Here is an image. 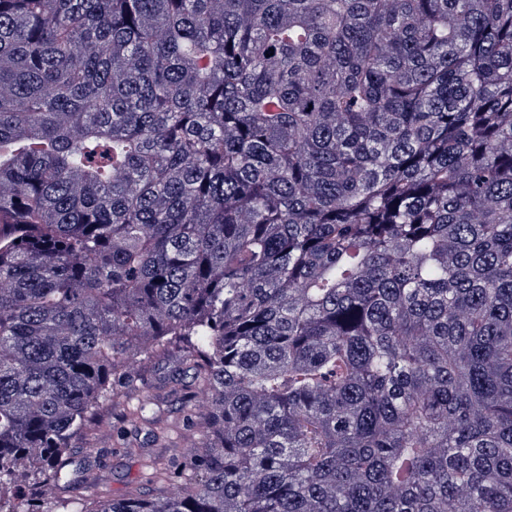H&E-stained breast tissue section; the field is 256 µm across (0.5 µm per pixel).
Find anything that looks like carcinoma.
<instances>
[{
  "mask_svg": "<svg viewBox=\"0 0 512 512\" xmlns=\"http://www.w3.org/2000/svg\"><path fill=\"white\" fill-rule=\"evenodd\" d=\"M169 350L94 512H512V0H0V512ZM136 376L119 383L118 396L104 405L94 424L77 436L64 478L46 495L32 481L26 498L36 512L92 511L110 499L169 497L185 470L190 447L202 438L205 419L194 409L188 386L193 370L171 351L140 364ZM180 375L181 381L174 376ZM149 392L154 405L143 419L128 412ZM107 427L110 434L103 433Z\"/></svg>",
  "mask_w": 512,
  "mask_h": 512,
  "instance_id": "obj_1",
  "label": "carcinoma"
}]
</instances>
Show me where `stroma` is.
I'll return each mask as SVG.
<instances>
[{"instance_id": "35a3bbf8", "label": "stroma", "mask_w": 512, "mask_h": 512, "mask_svg": "<svg viewBox=\"0 0 512 512\" xmlns=\"http://www.w3.org/2000/svg\"><path fill=\"white\" fill-rule=\"evenodd\" d=\"M192 375L173 351L140 364L133 378L120 381L118 396L77 437L52 494L28 487L34 512H95L105 500L169 497L174 476L184 472L188 451L205 428L194 408ZM146 392L153 406L143 419L129 420L128 412Z\"/></svg>"}]
</instances>
